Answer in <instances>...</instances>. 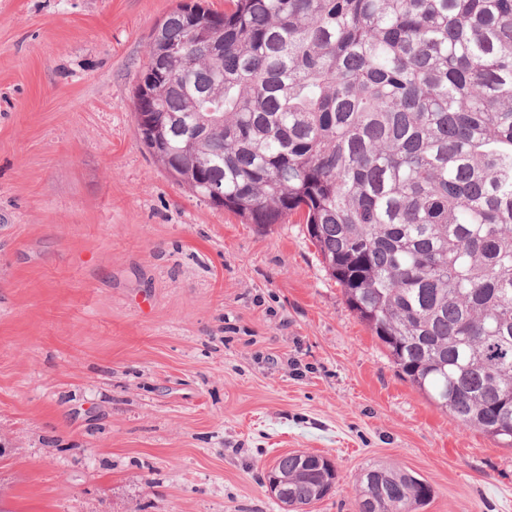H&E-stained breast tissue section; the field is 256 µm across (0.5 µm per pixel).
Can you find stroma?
Here are the masks:
<instances>
[{"instance_id": "1", "label": "stroma", "mask_w": 512, "mask_h": 512, "mask_svg": "<svg viewBox=\"0 0 512 512\" xmlns=\"http://www.w3.org/2000/svg\"><path fill=\"white\" fill-rule=\"evenodd\" d=\"M178 4L0 0V512H285L293 451L336 468L307 512H357L372 464L420 512H512V448L402 377L299 216L248 223L138 139ZM433 496L432 486L401 467L371 466L359 479L358 512H414Z\"/></svg>"}]
</instances>
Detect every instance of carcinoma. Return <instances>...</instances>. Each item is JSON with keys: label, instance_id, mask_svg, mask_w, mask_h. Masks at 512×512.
<instances>
[{"label": "carcinoma", "instance_id": "cac0c4a2", "mask_svg": "<svg viewBox=\"0 0 512 512\" xmlns=\"http://www.w3.org/2000/svg\"><path fill=\"white\" fill-rule=\"evenodd\" d=\"M135 88L174 182L272 226L299 214L398 372L512 448V0H192ZM288 500L332 489L316 454L274 463ZM432 486L371 466L358 512Z\"/></svg>", "mask_w": 512, "mask_h": 512}]
</instances>
